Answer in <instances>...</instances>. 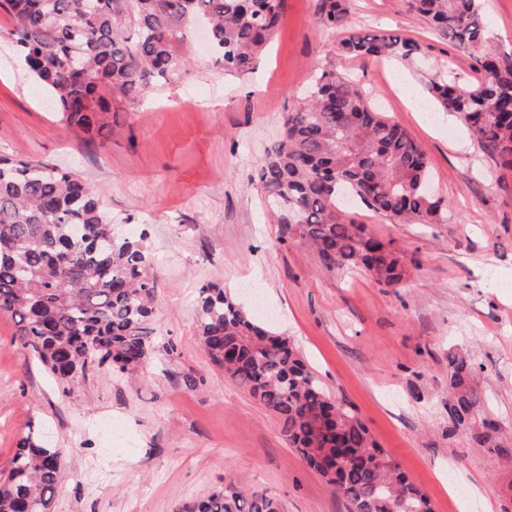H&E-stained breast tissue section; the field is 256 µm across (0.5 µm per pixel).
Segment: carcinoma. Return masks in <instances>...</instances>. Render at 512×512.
<instances>
[{
	"mask_svg": "<svg viewBox=\"0 0 512 512\" xmlns=\"http://www.w3.org/2000/svg\"><path fill=\"white\" fill-rule=\"evenodd\" d=\"M284 0H0L10 39L36 88L88 140L112 132V102L134 104L185 72L195 25L211 29L216 63L228 74L257 67L280 25ZM434 32L474 53L483 78L466 89L446 77L427 90L463 116L485 152L512 168V59L485 45L479 0H409ZM347 0H317L326 30L347 27ZM337 49L352 57L409 59L420 46L380 32L349 33ZM279 242L314 248L330 271L357 268L394 286L409 272L393 241L341 215L358 200L393 222L439 224L443 199L424 152L362 91L322 71L306 102L285 116L279 140L257 173ZM155 256L144 236L121 233L101 200L74 172L0 156V313L22 347L71 388L95 368L138 370L153 352ZM198 331L224 374L279 420L289 447L342 495L350 512H433L429 497L380 447L361 419L333 401L291 340L259 323L222 288L201 291ZM448 433L512 460V437L487 426L476 368L448 354ZM59 451L41 422L20 440L0 478V512H50ZM177 512H281L269 495L233 485Z\"/></svg>",
	"mask_w": 512,
	"mask_h": 512,
	"instance_id": "cac0c4a2",
	"label": "carcinoma"
}]
</instances>
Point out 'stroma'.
<instances>
[{"mask_svg":"<svg viewBox=\"0 0 512 512\" xmlns=\"http://www.w3.org/2000/svg\"><path fill=\"white\" fill-rule=\"evenodd\" d=\"M316 0H285L253 74L217 66L191 35L182 78L112 115L104 141L48 110L5 33L0 10V154L77 172L119 231L141 230L158 260L154 326L173 354L134 374L90 373L66 390L0 314V474L39 420L60 448L51 512H174L232 484L276 497L282 512H348L346 500L280 433L277 417L224 374L198 335L201 289L230 292L290 337L331 399L343 401L430 498L434 512H512V464L448 431V354L480 365L486 403L512 433V170L451 112H418L404 87L447 62L476 82L469 53L435 35L408 0H349V28L421 46L415 65L354 58L318 29ZM486 36L512 55V0H481ZM355 79L424 152L447 205L441 224H398L358 207L350 218L393 240L413 269L401 284L327 270L317 252L279 243L256 184L287 113L321 69ZM196 386H188V379ZM456 478L463 489L448 486Z\"/></svg>","mask_w":512,"mask_h":512,"instance_id":"stroma-1","label":"stroma"}]
</instances>
